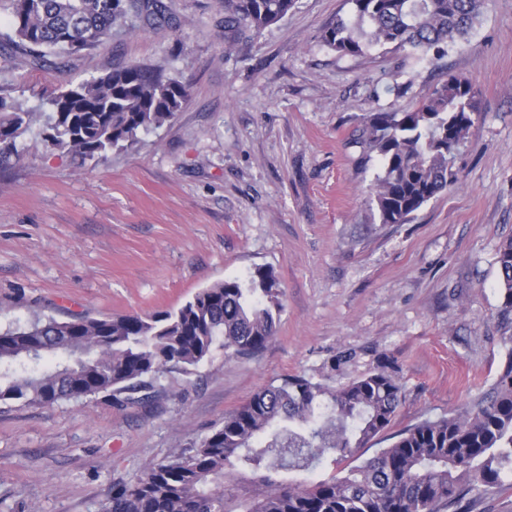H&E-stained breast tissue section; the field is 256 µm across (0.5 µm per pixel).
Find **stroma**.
Wrapping results in <instances>:
<instances>
[{"label": "stroma", "mask_w": 512, "mask_h": 512, "mask_svg": "<svg viewBox=\"0 0 512 512\" xmlns=\"http://www.w3.org/2000/svg\"><path fill=\"white\" fill-rule=\"evenodd\" d=\"M171 23L117 34L55 67L14 68L0 0V95L34 112L113 67L165 68L189 98L130 149L84 160L40 125L0 166V330L180 307L272 270L277 333L154 384L151 406L100 394L0 403V512H103L112 487L189 450L286 375L337 387L389 367L403 401L387 433L469 409L512 352L496 263L512 237V0H488L467 41L431 60L392 46L342 56L321 40L346 0H297L259 35L224 43V0H164ZM470 79L477 112L458 181L404 224L380 223L379 170L358 136L373 112ZM403 91H396V84ZM447 512H512V475Z\"/></svg>", "instance_id": "35a3bbf8"}]
</instances>
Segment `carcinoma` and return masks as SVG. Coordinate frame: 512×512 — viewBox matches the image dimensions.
I'll list each match as a JSON object with an SVG mask.
<instances>
[{
	"label": "carcinoma",
	"mask_w": 512,
	"mask_h": 512,
	"mask_svg": "<svg viewBox=\"0 0 512 512\" xmlns=\"http://www.w3.org/2000/svg\"><path fill=\"white\" fill-rule=\"evenodd\" d=\"M296 0H224V32L257 35ZM350 13L325 28L322 42L341 56L387 44L424 56L445 54L465 37L485 0H346ZM13 45L26 62L65 58L95 48L123 28L168 19L162 0H8ZM188 88L160 67L130 63L81 80L31 112L0 97V164L19 138L42 123L45 143L84 160L136 144L188 99ZM475 91L451 76L402 112H375L363 137L380 168L372 193L382 224H404L457 183L456 153L465 143ZM503 302L512 317V237L497 252ZM272 271L201 289L176 310L150 315L36 318L0 331V402L53 405L108 393L116 403H146V379L191 373L215 345L249 357L275 336L281 309ZM402 403L395 376L381 369L339 387L300 374L271 383L224 414L189 455L151 463L112 488L104 512H441L464 484L499 485L512 473V356L494 383L462 414L426 420L360 460ZM334 455L348 465L330 479L300 481ZM260 474L258 488L233 491L235 473Z\"/></svg>",
	"instance_id": "1"
}]
</instances>
